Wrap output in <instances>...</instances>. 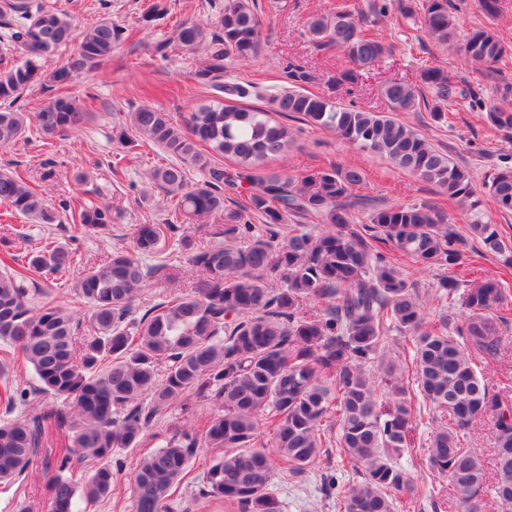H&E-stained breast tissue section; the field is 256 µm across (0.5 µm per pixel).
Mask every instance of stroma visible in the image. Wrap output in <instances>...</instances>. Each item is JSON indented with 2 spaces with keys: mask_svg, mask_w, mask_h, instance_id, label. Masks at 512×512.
<instances>
[{
  "mask_svg": "<svg viewBox=\"0 0 512 512\" xmlns=\"http://www.w3.org/2000/svg\"><path fill=\"white\" fill-rule=\"evenodd\" d=\"M160 2L166 13L147 22L143 16L150 4ZM46 9L72 15L77 31L108 19L133 36L115 43L112 57L97 69L82 76L77 90L91 94L89 109L93 120L81 131L63 138L44 139L30 130L25 140L0 147V170H20L33 184L39 185L51 205L70 196H79L94 204L112 208V230L107 236L90 234L70 241L66 225L37 224L21 215L6 214L0 203V257L13 253L26 259L32 250L49 241L70 244L73 264L62 271L38 275L41 287L51 299L82 314L84 303L70 289L71 282L84 270L107 263L117 252L132 254L133 237L139 225L159 224L166 217L165 191L150 182V170L172 163L164 149L137 140L119 142L114 139L115 123L124 121L129 112L144 103L169 112L174 123H183L191 109L207 102L212 92L200 83L197 72L202 69V53L183 48L175 29L185 20L202 19L216 22L224 0H35ZM261 6L260 48L247 62H225L223 81L227 84L255 83L257 96L248 98L250 106L269 109V97L284 84V68L288 61L303 64L314 76L311 92L334 98L345 104L371 112H384L388 103L381 95L383 84L399 81L420 87L423 66L434 65L447 71L456 88L446 104L445 119L433 120L429 110L403 113V121L420 133L436 150L443 152L460 168L467 170L476 185L497 169L512 166V132L490 127L480 103H493L503 85H512V61L494 68H474L454 52L436 47L426 34L406 41L400 30L406 25L397 10L387 16L376 15L374 0H348L356 18L391 43L385 54L370 67L359 70L355 82L337 84L336 76L346 65L333 48L319 47L307 34L310 18L335 10L336 0H280L276 10H268V0H256ZM500 12L490 18L482 13L478 0H465L458 13V32L486 26L494 29L512 45V0H499ZM471 96H464V89ZM295 140L285 155L267 161L263 173L303 176L329 165L356 167L365 182L357 192L366 201L387 207L397 203L444 206L453 223L466 226L464 210L450 204L437 187L396 169L385 159L365 153L337 139L329 132L293 122ZM144 265L154 273L135 304L136 314L172 293L188 294L205 284L206 276L188 259L179 242H171L167 254L143 257ZM10 382L28 392L25 403L13 409L0 404V420L7 417L32 416L44 407L46 396L32 392L34 378L23 363L7 368ZM220 404L194 392L185 394L165 413L156 417L137 447L116 450L113 454L120 467L116 472L118 494L96 502H84L81 512H131L129 484L138 457L160 448L165 439L185 431L203 435L209 421L220 414ZM67 439L66 431H55L46 437L23 484L0 485V512H20L22 506L45 512L46 481L55 471V450ZM216 451L196 448L187 478L175 489L167 504L168 512H245L234 504L205 498L206 472ZM417 484L415 494L399 497V512H455L456 500L445 480L433 476L421 457L405 458ZM339 457L328 449L319 462L305 473L277 476L273 493L282 501L283 512H336V499L326 496L322 477L338 471Z\"/></svg>",
  "mask_w": 512,
  "mask_h": 512,
  "instance_id": "35a3bbf8",
  "label": "stroma"
}]
</instances>
